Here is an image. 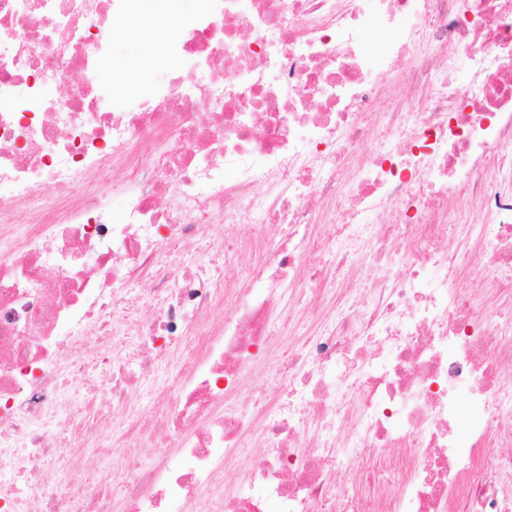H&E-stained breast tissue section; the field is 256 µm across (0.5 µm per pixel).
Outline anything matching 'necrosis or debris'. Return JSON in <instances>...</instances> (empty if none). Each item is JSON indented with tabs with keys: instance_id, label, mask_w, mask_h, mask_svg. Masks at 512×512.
I'll use <instances>...</instances> for the list:
<instances>
[{
	"instance_id": "4bbe7bcc",
	"label": "necrosis or debris",
	"mask_w": 512,
	"mask_h": 512,
	"mask_svg": "<svg viewBox=\"0 0 512 512\" xmlns=\"http://www.w3.org/2000/svg\"><path fill=\"white\" fill-rule=\"evenodd\" d=\"M143 2L0 0V512H512V0ZM117 15L159 32L149 95L108 71ZM227 213L264 235L199 251ZM193 327L145 420L108 348L147 370ZM260 358L276 392L241 400ZM107 402L113 447L172 453L72 490Z\"/></svg>"
}]
</instances>
